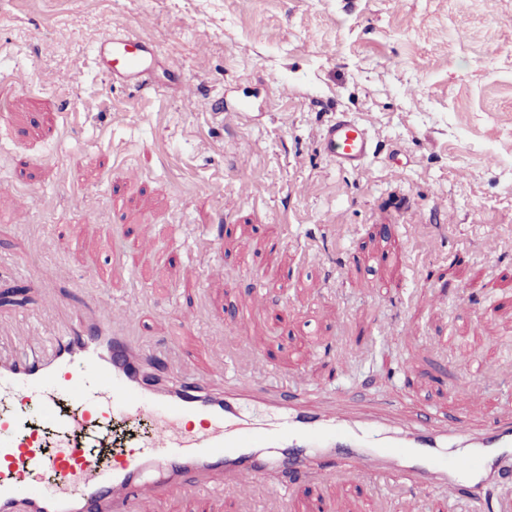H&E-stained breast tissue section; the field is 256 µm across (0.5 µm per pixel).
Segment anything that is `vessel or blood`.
Listing matches in <instances>:
<instances>
[{"mask_svg":"<svg viewBox=\"0 0 512 512\" xmlns=\"http://www.w3.org/2000/svg\"><path fill=\"white\" fill-rule=\"evenodd\" d=\"M154 55V44L121 28L89 51L112 84L146 94L162 89ZM318 147L347 171L365 169L375 153L368 128L345 112L323 124ZM104 298L91 291L82 320L63 324L48 347L0 357V399L13 407L0 415V512H133L128 491L144 472L156 473L160 488L212 495L217 489L202 477L216 470L227 491L245 480L266 483L276 469L305 473L304 447L336 453L339 474L393 485L451 491L458 474L483 482L512 470V419H493L476 436L429 419L397 433L362 423L341 405L330 415L289 407L280 388L245 370L230 376L219 369L205 383L188 361L174 359L165 375H150L140 363L150 347L126 332L140 324L139 308L106 317ZM32 408L54 427V448H45L41 429L27 426ZM116 417L149 421L151 432L139 447L99 459L79 437ZM447 447L469 453L448 460L441 454Z\"/></svg>","mask_w":512,"mask_h":512,"instance_id":"b4317fda","label":"vessel or blood"}]
</instances>
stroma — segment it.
I'll return each mask as SVG.
<instances>
[{
	"label": "stroma",
	"mask_w": 512,
	"mask_h": 512,
	"mask_svg": "<svg viewBox=\"0 0 512 512\" xmlns=\"http://www.w3.org/2000/svg\"><path fill=\"white\" fill-rule=\"evenodd\" d=\"M116 28L159 46L167 91L89 68ZM1 101L0 334L53 332L32 266L79 317L111 239L131 257L106 307L141 301L142 335L199 376L246 310L248 343L303 382L288 402L321 405L337 361V395L401 423L512 415V0H0ZM339 112L373 136L364 170L318 150ZM473 359L490 385L452 404ZM271 484L287 512H512L465 477L454 503Z\"/></svg>",
	"instance_id": "35a3bbf8"
}]
</instances>
